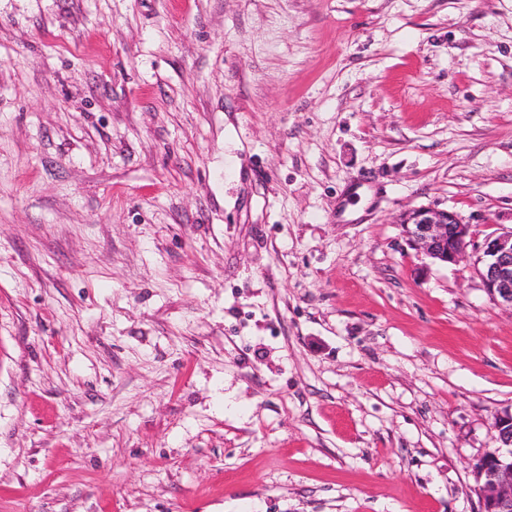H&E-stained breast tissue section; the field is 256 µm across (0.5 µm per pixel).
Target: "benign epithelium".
<instances>
[{"label": "benign epithelium", "mask_w": 512, "mask_h": 512, "mask_svg": "<svg viewBox=\"0 0 512 512\" xmlns=\"http://www.w3.org/2000/svg\"><path fill=\"white\" fill-rule=\"evenodd\" d=\"M398 223L408 244L435 262L458 265L467 261L472 245L470 226L448 210L416 207ZM475 271L482 288L496 303L512 308V229L486 236L477 246ZM501 446L485 453L474 466L475 491L481 512H512V411L495 418Z\"/></svg>", "instance_id": "1"}]
</instances>
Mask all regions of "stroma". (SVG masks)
<instances>
[{
  "instance_id": "1",
  "label": "stroma",
  "mask_w": 512,
  "mask_h": 512,
  "mask_svg": "<svg viewBox=\"0 0 512 512\" xmlns=\"http://www.w3.org/2000/svg\"><path fill=\"white\" fill-rule=\"evenodd\" d=\"M512 0H0V512H480ZM398 223L408 244L434 262L459 265L474 246L469 224L448 210L416 207L400 215Z\"/></svg>"
}]
</instances>
